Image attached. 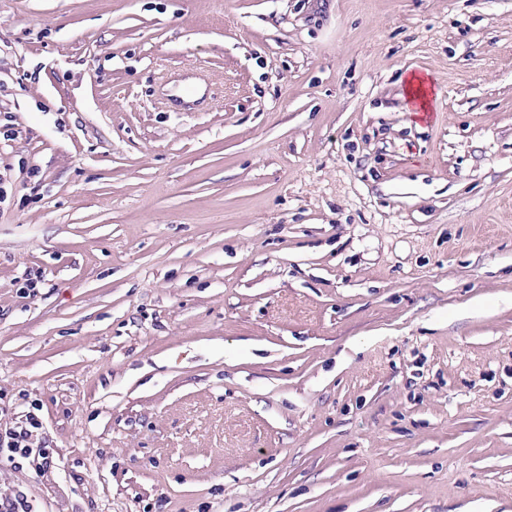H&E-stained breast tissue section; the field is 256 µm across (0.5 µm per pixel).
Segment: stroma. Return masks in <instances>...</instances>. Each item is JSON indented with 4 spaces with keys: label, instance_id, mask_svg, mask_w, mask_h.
I'll return each instance as SVG.
<instances>
[{
    "label": "stroma",
    "instance_id": "35a3bbf8",
    "mask_svg": "<svg viewBox=\"0 0 512 512\" xmlns=\"http://www.w3.org/2000/svg\"><path fill=\"white\" fill-rule=\"evenodd\" d=\"M32 410L34 512H512V0H0Z\"/></svg>",
    "mask_w": 512,
    "mask_h": 512
}]
</instances>
